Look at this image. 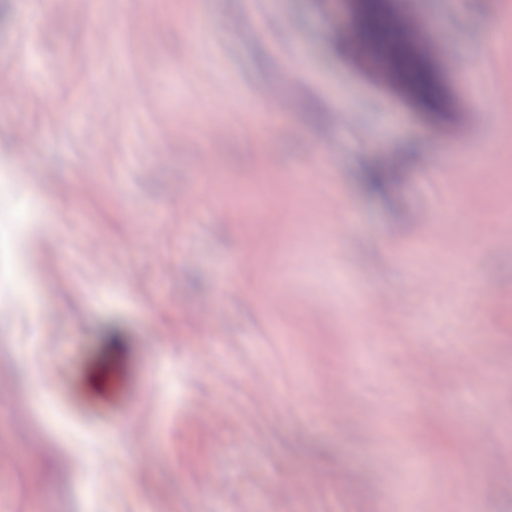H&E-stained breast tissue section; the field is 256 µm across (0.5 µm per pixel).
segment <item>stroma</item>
I'll return each mask as SVG.
<instances>
[{"instance_id":"1","label":"stroma","mask_w":512,"mask_h":512,"mask_svg":"<svg viewBox=\"0 0 512 512\" xmlns=\"http://www.w3.org/2000/svg\"><path fill=\"white\" fill-rule=\"evenodd\" d=\"M492 2L393 11L441 30L458 109L494 93L460 156L348 59V0H7L0 512H512ZM492 24L496 61L455 72ZM113 329L151 384L96 432L39 386Z\"/></svg>"}]
</instances>
